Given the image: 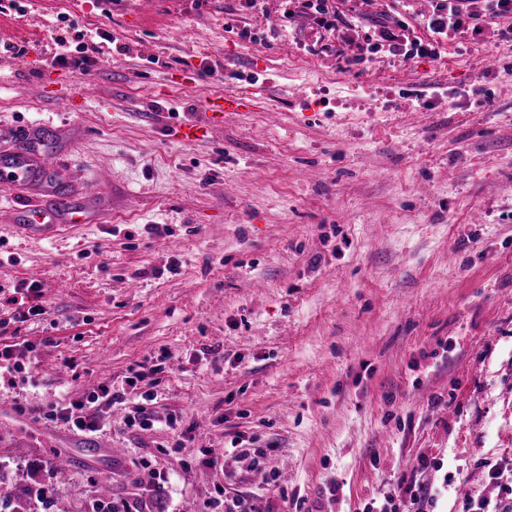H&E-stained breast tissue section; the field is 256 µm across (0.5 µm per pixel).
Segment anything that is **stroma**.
Wrapping results in <instances>:
<instances>
[{"label": "stroma", "instance_id": "stroma-1", "mask_svg": "<svg viewBox=\"0 0 512 512\" xmlns=\"http://www.w3.org/2000/svg\"><path fill=\"white\" fill-rule=\"evenodd\" d=\"M19 2L0 14V145L57 116L68 144L46 147L89 209L33 239L0 187V345L22 365L0 380V512L495 497L480 463L512 460V22L433 37L431 0H333L336 35L281 0ZM61 16L111 35L86 75L53 64ZM379 23L437 56L357 61ZM227 92L257 101L184 140L178 122ZM32 281L24 321L13 288ZM140 363L159 366L141 383L155 428L119 404L94 434L48 419Z\"/></svg>", "mask_w": 512, "mask_h": 512}]
</instances>
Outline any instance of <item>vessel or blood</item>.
I'll return each instance as SVG.
<instances>
[{
  "mask_svg": "<svg viewBox=\"0 0 512 512\" xmlns=\"http://www.w3.org/2000/svg\"><path fill=\"white\" fill-rule=\"evenodd\" d=\"M240 97L224 95L209 101L201 119L184 124L181 136L192 139L198 130L221 126L227 114L240 111ZM57 167L46 155L38 137V129L24 125L18 128L13 145L0 150V185L20 190L30 203L21 209L23 231L33 237H46L63 224L79 223L81 209L60 197L55 189Z\"/></svg>",
  "mask_w": 512,
  "mask_h": 512,
  "instance_id": "vessel-or-blood-1",
  "label": "vessel or blood"
}]
</instances>
